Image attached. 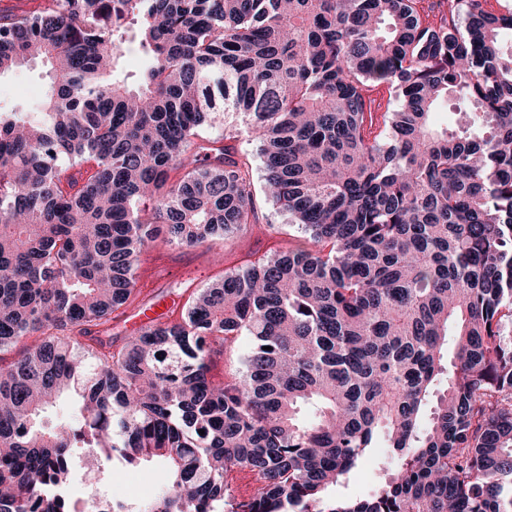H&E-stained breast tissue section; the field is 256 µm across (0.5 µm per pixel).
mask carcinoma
Segmentation results:
<instances>
[{
  "mask_svg": "<svg viewBox=\"0 0 512 512\" xmlns=\"http://www.w3.org/2000/svg\"><path fill=\"white\" fill-rule=\"evenodd\" d=\"M41 0L0 13V78L39 59L33 115L0 112V512H71L76 451L160 463L101 512H512V7L447 0ZM136 38L149 62L119 72ZM396 107L371 136L370 92ZM454 95L457 131L431 124ZM226 112L304 243L193 290L119 345L90 327L138 294L157 236L255 220ZM249 349L229 381L217 344ZM67 398L75 419L46 426ZM204 434H199V431ZM397 463L325 497L378 439ZM248 471L237 497L231 475Z\"/></svg>",
  "mask_w": 512,
  "mask_h": 512,
  "instance_id": "obj_1",
  "label": "carcinoma"
}]
</instances>
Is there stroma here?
<instances>
[{
  "label": "stroma",
  "mask_w": 512,
  "mask_h": 512,
  "mask_svg": "<svg viewBox=\"0 0 512 512\" xmlns=\"http://www.w3.org/2000/svg\"><path fill=\"white\" fill-rule=\"evenodd\" d=\"M47 89L46 68L36 63L16 70L0 79V107L27 111L37 107ZM222 129L225 143L246 153L249 173L255 185L256 220L231 237L216 238L194 247H177L164 237H157L140 254L136 269L137 287H150L152 293L183 305L185 288H206L221 280L226 271L246 265L262 256L287 252L302 242L297 227L290 224L285 212L266 197L261 161L254 143L243 134L240 115L225 113ZM387 451L373 449L343 484L330 488L336 497H364L387 475ZM164 467L160 464L145 469L113 462L112 489L119 498L139 503L155 497L164 485Z\"/></svg>",
  "instance_id": "obj_1"
}]
</instances>
